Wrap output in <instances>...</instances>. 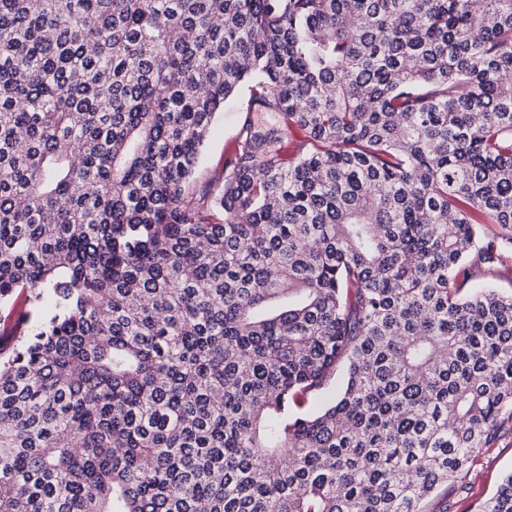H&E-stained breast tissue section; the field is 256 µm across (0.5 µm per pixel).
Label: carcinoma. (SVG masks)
I'll use <instances>...</instances> for the list:
<instances>
[{
	"label": "carcinoma",
	"mask_w": 512,
	"mask_h": 512,
	"mask_svg": "<svg viewBox=\"0 0 512 512\" xmlns=\"http://www.w3.org/2000/svg\"><path fill=\"white\" fill-rule=\"evenodd\" d=\"M482 224L512 0H0V512H422L512 425ZM246 90L239 97L228 103L223 114L215 122L207 139L198 185H204L209 179L222 173L225 160L232 154L235 139L245 104Z\"/></svg>",
	"instance_id": "obj_1"
}]
</instances>
